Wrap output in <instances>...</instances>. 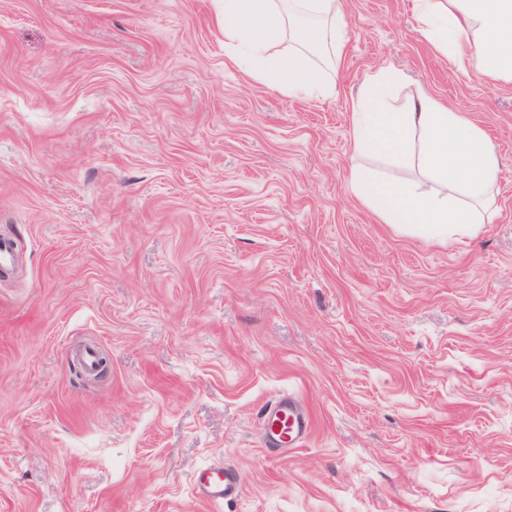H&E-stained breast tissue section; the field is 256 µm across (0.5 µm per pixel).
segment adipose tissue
I'll return each mask as SVG.
<instances>
[{
  "label": "adipose tissue",
  "mask_w": 512,
  "mask_h": 512,
  "mask_svg": "<svg viewBox=\"0 0 512 512\" xmlns=\"http://www.w3.org/2000/svg\"><path fill=\"white\" fill-rule=\"evenodd\" d=\"M421 29L460 72L512 82V0H411ZM342 0H224V48L252 59L254 76L291 95H330L347 42ZM288 40L287 51H273ZM396 77L381 71L355 102L357 153L415 166L417 182H390L371 169L352 177L354 196L379 221L445 241L475 233L499 168L481 128L428 97L393 111Z\"/></svg>",
  "instance_id": "ef3b65f1"
}]
</instances>
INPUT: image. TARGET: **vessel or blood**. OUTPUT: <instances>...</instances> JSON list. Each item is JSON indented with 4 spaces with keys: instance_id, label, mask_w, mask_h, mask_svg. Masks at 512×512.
<instances>
[{
    "instance_id": "vessel-or-blood-1",
    "label": "vessel or blood",
    "mask_w": 512,
    "mask_h": 512,
    "mask_svg": "<svg viewBox=\"0 0 512 512\" xmlns=\"http://www.w3.org/2000/svg\"><path fill=\"white\" fill-rule=\"evenodd\" d=\"M260 417L264 424L266 445L272 449L301 447L313 432L310 415L291 396L265 404ZM193 487L198 500L221 503L238 495L241 478L235 469L210 466L200 470Z\"/></svg>"
}]
</instances>
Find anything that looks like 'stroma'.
<instances>
[{"label":"stroma","mask_w":512,"mask_h":512,"mask_svg":"<svg viewBox=\"0 0 512 512\" xmlns=\"http://www.w3.org/2000/svg\"><path fill=\"white\" fill-rule=\"evenodd\" d=\"M345 7L322 98L225 55L223 0H0V512H512V83L452 69L410 0ZM382 70L494 146L472 236L352 194L413 175L355 152ZM289 393L313 434L273 451ZM211 465L237 499L193 496Z\"/></svg>","instance_id":"stroma-1"}]
</instances>
